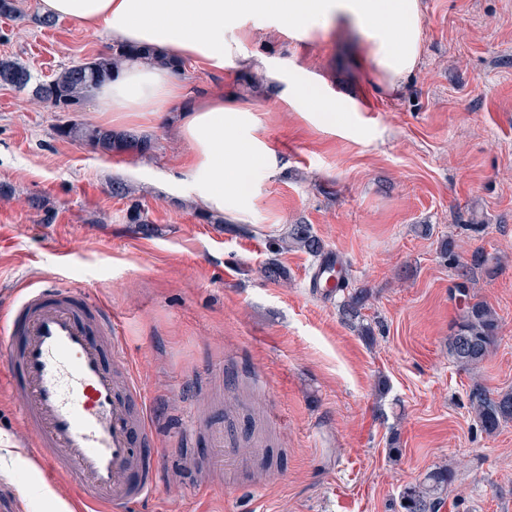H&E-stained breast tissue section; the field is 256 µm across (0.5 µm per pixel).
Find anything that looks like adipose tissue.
Instances as JSON below:
<instances>
[{
	"label": "adipose tissue",
	"instance_id": "adipose-tissue-1",
	"mask_svg": "<svg viewBox=\"0 0 512 512\" xmlns=\"http://www.w3.org/2000/svg\"><path fill=\"white\" fill-rule=\"evenodd\" d=\"M43 14L67 19L115 45L144 46L153 59L125 65L92 91L107 124L150 116L187 147L180 182L194 201L243 220L256 206L239 175L271 179L280 160L263 121L240 95H189L160 59L202 64L213 75L226 66L262 72L277 104L313 119L355 111L351 98L312 81L258 51V43L288 32L312 42L330 29L354 39L365 57L367 82L396 92L416 71L424 39L422 0H40Z\"/></svg>",
	"mask_w": 512,
	"mask_h": 512
}]
</instances>
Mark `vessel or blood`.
I'll use <instances>...</instances> for the list:
<instances>
[{"instance_id":"b4317fda","label":"vessel or blood","mask_w":512,"mask_h":512,"mask_svg":"<svg viewBox=\"0 0 512 512\" xmlns=\"http://www.w3.org/2000/svg\"><path fill=\"white\" fill-rule=\"evenodd\" d=\"M112 316L67 289H24L0 327V363L21 399V420L39 460L74 477L80 512H102L146 499L157 487L155 459L132 434L152 441L142 387L127 366ZM213 444L234 467L254 449L229 447L223 430Z\"/></svg>"}]
</instances>
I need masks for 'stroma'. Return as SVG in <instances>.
<instances>
[{
    "mask_svg": "<svg viewBox=\"0 0 512 512\" xmlns=\"http://www.w3.org/2000/svg\"><path fill=\"white\" fill-rule=\"evenodd\" d=\"M422 2V61L395 95L372 89L344 38L299 52L288 34L260 44L354 96L344 115L312 122L286 110L263 96L256 71H179L191 94L253 100L281 157L247 224L210 223L190 200L176 181L186 147L170 129L127 125L152 151L104 155L57 132L69 120L97 125L94 98L57 112L0 87V314L46 280L111 311L165 450L142 512H401V489L444 463L458 499L442 512H512V422L485 434L468 401L477 383L512 388V0ZM21 3L22 17H0V59L24 63L33 81L106 49L69 20L37 27L39 0ZM115 181L130 194H112ZM33 196L52 216L30 208ZM137 206L149 228L130 222ZM292 224L311 225L345 260L351 287L370 289L372 336L310 288L315 258L273 254ZM481 249L501 265L476 273L470 293L497 311L499 341L467 372L446 341L460 268ZM273 258L275 281L264 273ZM18 408L0 366V433L29 462H0V512H51L32 483L70 500L71 480L39 463ZM200 421L242 445L263 436L271 467L231 471Z\"/></svg>",
    "mask_w": 512,
    "mask_h": 512,
    "instance_id": "stroma-1",
    "label": "stroma"
}]
</instances>
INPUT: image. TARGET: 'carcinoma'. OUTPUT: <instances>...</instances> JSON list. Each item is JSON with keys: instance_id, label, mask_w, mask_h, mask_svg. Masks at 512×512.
<instances>
[{"instance_id": "cac0c4a2", "label": "carcinoma", "mask_w": 512, "mask_h": 512, "mask_svg": "<svg viewBox=\"0 0 512 512\" xmlns=\"http://www.w3.org/2000/svg\"><path fill=\"white\" fill-rule=\"evenodd\" d=\"M151 56L145 48L114 46L85 62H79L58 72L45 82H32L28 68L16 61L0 60V85L29 92L36 104H45L59 112L79 111L87 93L114 77L121 67L135 59ZM61 136L84 143L92 150L110 154L133 151L147 154L152 150L151 140L110 128L70 122L58 127ZM275 253L302 251L316 259L328 256L324 244L308 224H294L288 237L274 242ZM500 264L496 254L483 250L472 253L470 262L463 265V281L456 286L458 316L453 332L448 336V354L454 363L465 370L479 368L494 352L499 334L497 313L485 302L475 300L469 292V275L476 269L495 272ZM326 267L336 269V292L344 293L341 314L352 328L362 336L372 334L363 322L364 310L372 298L367 288L347 290L340 264L326 261ZM470 406L482 429L495 433L502 424L512 421V390L492 393L480 384L473 385L469 395ZM453 473L446 466L430 471L422 480L409 484L400 493L404 512H438L448 498Z\"/></svg>"}]
</instances>
